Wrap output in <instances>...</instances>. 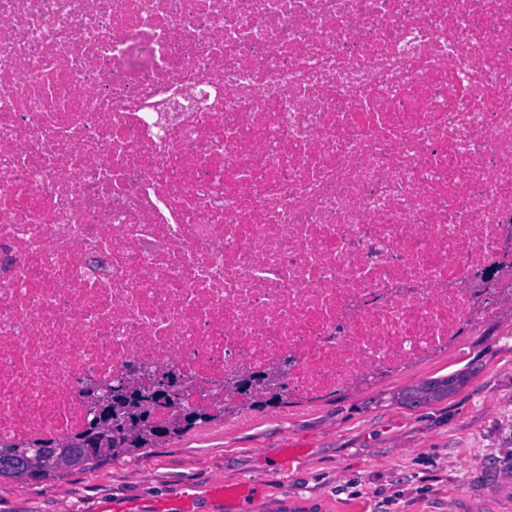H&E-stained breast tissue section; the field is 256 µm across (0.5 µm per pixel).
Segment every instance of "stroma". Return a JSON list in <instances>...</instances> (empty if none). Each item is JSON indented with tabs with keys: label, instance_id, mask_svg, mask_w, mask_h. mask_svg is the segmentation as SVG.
Instances as JSON below:
<instances>
[{
	"label": "stroma",
	"instance_id": "obj_1",
	"mask_svg": "<svg viewBox=\"0 0 512 512\" xmlns=\"http://www.w3.org/2000/svg\"><path fill=\"white\" fill-rule=\"evenodd\" d=\"M472 366L455 395H393ZM512 472V329L489 323L449 350L313 400L242 407L86 469L0 478V512H235L219 487L263 488L253 512H504Z\"/></svg>",
	"mask_w": 512,
	"mask_h": 512
}]
</instances>
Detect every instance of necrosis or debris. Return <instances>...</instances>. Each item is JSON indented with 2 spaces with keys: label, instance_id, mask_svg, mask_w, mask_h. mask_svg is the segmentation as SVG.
I'll return each instance as SVG.
<instances>
[{
  "label": "necrosis or debris",
  "instance_id": "4bbe7bcc",
  "mask_svg": "<svg viewBox=\"0 0 512 512\" xmlns=\"http://www.w3.org/2000/svg\"><path fill=\"white\" fill-rule=\"evenodd\" d=\"M511 311L512 0H0V444L131 363L316 398ZM285 372L283 369H278L277 372L273 371L268 374L265 379H251L250 376H234L224 380V391L228 392L229 389L241 388L247 390L248 397H254L260 393L262 389L279 382V378L284 379ZM246 381L245 383H242Z\"/></svg>",
  "mask_w": 512,
  "mask_h": 512
}]
</instances>
